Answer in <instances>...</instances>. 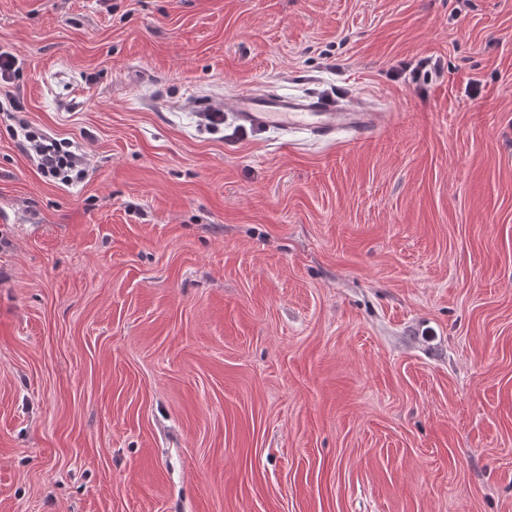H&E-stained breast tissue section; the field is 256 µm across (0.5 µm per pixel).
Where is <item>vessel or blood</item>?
Listing matches in <instances>:
<instances>
[{
    "label": "vessel or blood",
    "mask_w": 512,
    "mask_h": 512,
    "mask_svg": "<svg viewBox=\"0 0 512 512\" xmlns=\"http://www.w3.org/2000/svg\"><path fill=\"white\" fill-rule=\"evenodd\" d=\"M231 110L242 130H306L323 140L335 139L342 132L363 139L376 131L380 121L379 113L316 96L244 92L234 98Z\"/></svg>",
    "instance_id": "obj_1"
}]
</instances>
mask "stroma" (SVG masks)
<instances>
[{"label": "stroma", "mask_w": 512, "mask_h": 512, "mask_svg": "<svg viewBox=\"0 0 512 512\" xmlns=\"http://www.w3.org/2000/svg\"><path fill=\"white\" fill-rule=\"evenodd\" d=\"M1 51L89 175L0 114V512H512V0H0ZM232 117L241 130L275 129L284 133L307 130L322 140H333L341 132L357 139L372 135L380 113L351 108L316 96H286L243 92L231 103ZM18 126L23 137L22 149L44 177L72 185L88 176L86 154L76 150L72 143L29 130L25 122H19Z\"/></svg>", "instance_id": "1"}]
</instances>
